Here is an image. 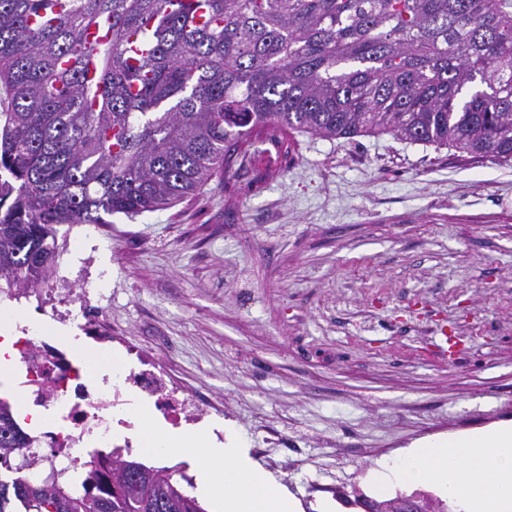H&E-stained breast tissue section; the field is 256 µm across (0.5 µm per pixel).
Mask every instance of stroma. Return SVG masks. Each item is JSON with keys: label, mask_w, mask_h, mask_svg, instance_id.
Returning <instances> with one entry per match:
<instances>
[{"label": "stroma", "mask_w": 512, "mask_h": 512, "mask_svg": "<svg viewBox=\"0 0 512 512\" xmlns=\"http://www.w3.org/2000/svg\"><path fill=\"white\" fill-rule=\"evenodd\" d=\"M57 245L113 335L220 404L301 512L373 496L374 462L417 442L512 423V166L390 135L252 139L194 195Z\"/></svg>", "instance_id": "35a3bbf8"}]
</instances>
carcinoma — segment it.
I'll list each match as a JSON object with an SVG mask.
<instances>
[{
	"mask_svg": "<svg viewBox=\"0 0 512 512\" xmlns=\"http://www.w3.org/2000/svg\"><path fill=\"white\" fill-rule=\"evenodd\" d=\"M170 2L0 0V291L53 277L57 226L163 209L254 135L512 164V0ZM36 443L0 399V467H39ZM127 464L0 480V512H204L169 469Z\"/></svg>",
	"mask_w": 512,
	"mask_h": 512,
	"instance_id": "obj_1",
	"label": "carcinoma"
}]
</instances>
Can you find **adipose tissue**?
Wrapping results in <instances>:
<instances>
[{
    "label": "adipose tissue",
    "mask_w": 512,
    "mask_h": 512,
    "mask_svg": "<svg viewBox=\"0 0 512 512\" xmlns=\"http://www.w3.org/2000/svg\"><path fill=\"white\" fill-rule=\"evenodd\" d=\"M138 439L157 456L184 449L195 465L196 492L210 500L213 512H297L285 486L252 460L232 430L215 443L200 432L178 434L144 420ZM370 475L382 494L431 483L461 512H512V424L405 449Z\"/></svg>",
    "instance_id": "obj_1"
}]
</instances>
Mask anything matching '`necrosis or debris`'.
I'll return each mask as SVG.
<instances>
[{"label": "necrosis or debris", "mask_w": 512, "mask_h": 512, "mask_svg": "<svg viewBox=\"0 0 512 512\" xmlns=\"http://www.w3.org/2000/svg\"><path fill=\"white\" fill-rule=\"evenodd\" d=\"M50 318L41 335H24L14 344L25 366V376L15 389L14 400L41 411L44 435L57 448L52 462L59 471L104 462L105 452L84 448L83 441L91 436L109 441L114 427L112 413L124 404L125 386H133L152 399L173 425L194 424L204 418V411L177 397L160 371L123 369L117 382L106 387L99 385L84 362L52 342V323L59 315L54 312Z\"/></svg>", "instance_id": "1"}]
</instances>
